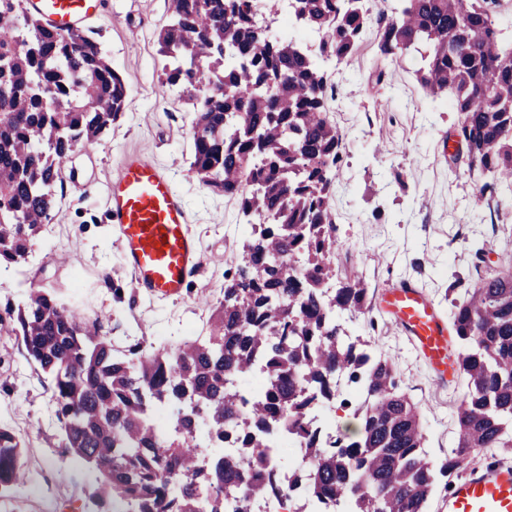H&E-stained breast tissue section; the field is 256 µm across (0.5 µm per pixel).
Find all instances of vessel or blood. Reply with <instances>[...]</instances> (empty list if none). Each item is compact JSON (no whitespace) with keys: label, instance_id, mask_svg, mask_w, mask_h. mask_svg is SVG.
I'll list each match as a JSON object with an SVG mask.
<instances>
[{"label":"vessel or blood","instance_id":"vessel-or-blood-1","mask_svg":"<svg viewBox=\"0 0 512 512\" xmlns=\"http://www.w3.org/2000/svg\"><path fill=\"white\" fill-rule=\"evenodd\" d=\"M105 5L106 0H25L26 10L53 33L86 26L103 15ZM108 203L136 288L148 296H181L201 259L186 204L171 178L152 160L127 155L108 186ZM378 305L439 380L458 376L448 321L420 288L407 280L393 283ZM444 507L446 512H512V467L469 468L453 482Z\"/></svg>","mask_w":512,"mask_h":512}]
</instances>
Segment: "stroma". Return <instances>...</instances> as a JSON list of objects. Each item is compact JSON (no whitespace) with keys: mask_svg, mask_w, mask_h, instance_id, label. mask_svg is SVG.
I'll use <instances>...</instances> for the list:
<instances>
[{"mask_svg":"<svg viewBox=\"0 0 512 512\" xmlns=\"http://www.w3.org/2000/svg\"><path fill=\"white\" fill-rule=\"evenodd\" d=\"M169 14L168 0H110L108 13L92 23L125 79L129 105L93 145L92 158L72 161L56 189V215L33 239L26 263L0 268V317L43 290L80 320L100 321L121 349L138 342L150 352L208 337L227 259L243 237L235 202L204 186L191 167L187 95L161 76L157 33ZM418 67L414 54L382 59L371 31L333 72L339 93L329 117L345 136L334 213L346 250L334 260L332 284L363 282L368 308L348 328L391 359L402 391L427 424L424 448L442 462L457 441L453 407L465 381H439L380 311L378 296L390 282L410 277L449 314L471 286L476 258L469 242L476 236L488 244L486 271L512 270V200H479L478 179L465 162H454L448 147L458 115L432 103ZM381 70L392 73V84H376ZM128 154L153 159L187 202L201 266L180 298L150 300L134 288L108 220L106 187ZM0 423L28 447V477L0 488V512H87L94 477L61 455L51 380L10 336H0Z\"/></svg>","mask_w":512,"mask_h":512,"instance_id":"1","label":"stroma"}]
</instances>
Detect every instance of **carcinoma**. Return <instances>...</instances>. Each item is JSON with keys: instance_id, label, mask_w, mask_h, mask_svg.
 <instances>
[{"instance_id": "carcinoma-1", "label": "carcinoma", "mask_w": 512, "mask_h": 512, "mask_svg": "<svg viewBox=\"0 0 512 512\" xmlns=\"http://www.w3.org/2000/svg\"><path fill=\"white\" fill-rule=\"evenodd\" d=\"M389 18L365 0H292L288 28L258 23L279 0H171L158 38L165 82L182 84L192 112V169L256 218L231 257L208 340L124 353L45 291L0 321L53 384L62 445L96 473L97 512H239L243 500L279 502L292 451L255 446L254 424L307 432L313 404L332 411L335 377L354 390L357 427L327 448L305 441L307 496L346 512H427L438 477L475 449L512 448V272H476L449 323L466 389L458 439L440 467L422 449L425 424L390 360L343 340V312L361 313L367 290L335 292L340 250L332 178L342 134L328 116L336 85L324 63L352 55L377 25L385 59L416 53L433 99L458 114L468 170L487 177L483 199H512V44H502L495 0H402ZM321 33L318 51L299 31ZM128 107L123 75L95 32L48 31L23 0H0V262H26L51 223L56 186L75 150L97 142ZM233 437L239 455L224 456ZM25 442L0 424V487L25 479Z\"/></svg>"}]
</instances>
